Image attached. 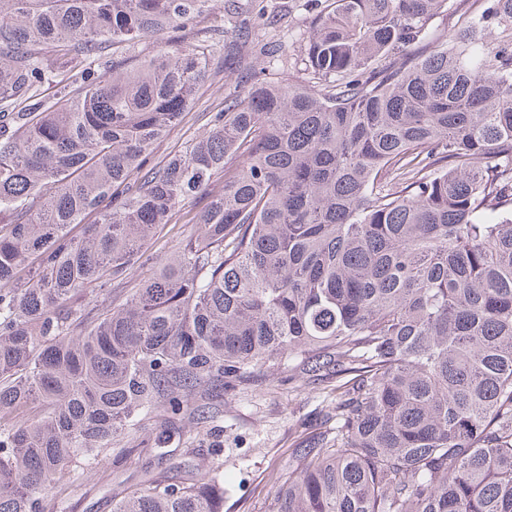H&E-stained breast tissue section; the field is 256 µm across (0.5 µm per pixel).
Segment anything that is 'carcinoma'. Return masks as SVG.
Returning <instances> with one entry per match:
<instances>
[{
  "label": "carcinoma",
  "mask_w": 512,
  "mask_h": 512,
  "mask_svg": "<svg viewBox=\"0 0 512 512\" xmlns=\"http://www.w3.org/2000/svg\"><path fill=\"white\" fill-rule=\"evenodd\" d=\"M209 2L0 0V512L211 438L283 358L336 414L269 512H512V0L432 47L448 0H331L305 78L258 72L161 165L231 69L187 41ZM170 470L112 512H224L219 467Z\"/></svg>",
  "instance_id": "1"
}]
</instances>
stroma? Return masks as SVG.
Listing matches in <instances>:
<instances>
[{"mask_svg": "<svg viewBox=\"0 0 512 512\" xmlns=\"http://www.w3.org/2000/svg\"><path fill=\"white\" fill-rule=\"evenodd\" d=\"M317 11L316 0H211L209 23L223 29V41L239 65L222 83L209 81L196 91L182 121L155 144L154 161L166 160L186 140L204 134L200 112L223 108L225 96L241 91L260 68L301 77L295 58ZM335 404V395L309 378H289L287 365L276 364L225 398L216 448L175 440L174 458L221 465L224 512H268L294 448L326 429V414ZM148 466L158 475L168 469L148 453L118 462L106 452L81 459L67 468L47 512H112L113 492L136 486Z\"/></svg>", "mask_w": 512, "mask_h": 512, "instance_id": "35a3bbf8", "label": "stroma"}]
</instances>
